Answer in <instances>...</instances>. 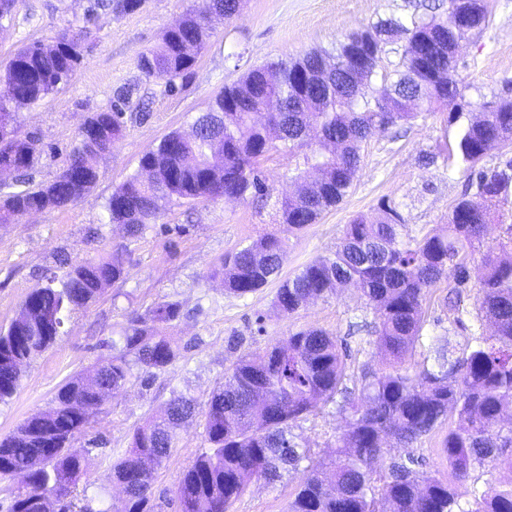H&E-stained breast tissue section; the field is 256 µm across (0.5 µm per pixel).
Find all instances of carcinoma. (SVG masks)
Segmentation results:
<instances>
[{
  "label": "carcinoma",
  "instance_id": "1",
  "mask_svg": "<svg viewBox=\"0 0 512 512\" xmlns=\"http://www.w3.org/2000/svg\"><path fill=\"white\" fill-rule=\"evenodd\" d=\"M142 0H90L86 19L121 15L139 9ZM242 0H202L184 25L163 32L155 49L138 58L147 78H167L166 91L180 88L209 37L204 20L213 14L227 20ZM470 18L469 32L454 24L458 13ZM487 0H422L411 13L379 19L340 39L332 49L317 48L288 62L248 69L224 86L208 111L194 120L195 133L166 135L140 165L154 162L151 176L137 172L113 189L105 203L110 223L122 224L135 238L174 200L217 201L228 192L266 204L271 193L258 163L278 139L288 152H302L303 165H317L319 180L275 202L278 223L301 231L337 206L353 184L365 142L425 112L448 110L457 124L450 150L468 171L469 186L448 213V222L419 240H403L405 222L396 205L383 203L378 216L353 218L331 257H316L280 281L274 306L292 315L310 301L355 285L377 322L378 346L391 359L375 372L363 373L360 387L346 383V362L336 338L318 328L292 331L265 351L241 357L204 407L182 394L133 431L127 455L112 466V482L124 486L121 512H156L151 476L143 460L162 464L170 455L175 429L201 416L207 448L183 470L175 492L179 512H229L258 477L270 482L282 472L305 466L308 477L288 502V512H512V485L469 487L470 472L495 460L512 470V224L498 206L512 198V157L484 161L496 149L512 145V95L497 93L474 101L456 76L457 42L489 23ZM79 29L60 26L51 45L34 42L20 48L0 72V84L14 93L0 94V166L25 176L37 160L34 141L16 130V114L57 89L81 56L71 53ZM397 61L387 70L382 56ZM135 87L120 89L112 111L87 119L97 125L90 146H77L67 165L85 170L79 186L61 171L36 188L26 181L0 188V224H16L30 209L65 208L85 198L98 182L97 161L125 132L123 106ZM269 99L285 111H262ZM506 225L495 247L481 250L487 225ZM287 244L264 234L220 262L227 293L244 298L278 279ZM124 254L63 262L62 272L45 270L25 297L19 316L0 330V402L16 392L24 364L53 345L72 316L98 298L103 285L121 279ZM448 280V311L463 323V293L478 289L474 319L488 321L491 336H474L462 355L434 340V356L419 371L401 364L416 348L425 325L423 301L429 289ZM176 301L133 312L120 336L118 354L98 366L102 386L117 393L132 379L145 383L164 372L179 348L160 328L180 318ZM99 393L72 378L58 389L48 409L0 438V480L20 468L26 485L12 493L9 512H43V501L64 497L58 512H96L92 499L78 492L85 449L74 447L101 413ZM336 404L350 415L349 428L329 452L332 479L324 461L298 442L292 428ZM457 415L460 425L440 441V453L452 480L420 472L418 459L372 469L383 455L384 440L410 445L429 435L437 423Z\"/></svg>",
  "mask_w": 512,
  "mask_h": 512
}]
</instances>
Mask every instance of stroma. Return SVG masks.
<instances>
[{"label": "stroma", "instance_id": "obj_1", "mask_svg": "<svg viewBox=\"0 0 512 512\" xmlns=\"http://www.w3.org/2000/svg\"><path fill=\"white\" fill-rule=\"evenodd\" d=\"M201 0H145L134 12L100 16L86 43L83 58L67 82L47 98L21 109V136L34 139L38 159L26 177L37 186L53 180L67 164L78 143L84 120L109 110L117 91L137 85L125 108L123 137L99 161V180L85 199L66 208H51L24 217L18 224H0V329L17 317L21 304L42 272L58 254L71 260L99 258L113 250L126 252L123 278L105 287L87 309L77 312L65 333L24 367L14 396L0 403V435L14 431L28 417L45 410L64 381L79 377L92 381L100 359L110 357V344L119 340L131 311H145L158 302H180L182 316L169 328L180 348L176 362L144 385L131 381L103 404V412L80 445L98 440L83 462L80 487L102 512H117L122 495L111 479L112 465L123 458L135 427L142 424L179 391L205 402L224 383V373L240 354L264 350L302 327L321 328L347 343L351 368L385 363L374 336L354 331L352 322L364 316L360 288L348 286L310 302L295 314L279 313L274 305L277 283L238 298L224 290L214 270L225 254L268 232L288 235V254L282 277L292 276L304 263L333 253L346 224L358 215L373 216L389 201L402 213L407 238H422L445 223L454 201L465 188L467 175L448 159L454 139L447 111L441 110L374 135L365 144L359 170L343 201L325 211L316 224L297 234L278 224L272 207L252 201L180 202L169 205L137 238L120 224L104 221V204L113 189L139 169L143 153L155 148L168 133L189 131L193 117L205 112L224 84L236 81L252 65L298 57L314 48H332L345 34L377 17L398 12L403 0H243L232 20L212 17L207 46L182 88L166 92L159 77L145 78L137 66L141 53L156 48L166 27L199 8ZM89 0H20L10 20L0 24V65L25 43H52L63 21L82 24ZM490 22L470 35L460 48L458 76L483 93L512 84V0H488ZM147 101L150 115L137 120L139 101ZM436 153L435 163L422 165L421 153ZM299 163L287 151H271L260 171L273 196L295 194ZM447 282L430 289L424 307L426 324L415 352L404 368L415 370L432 337L444 336L454 354H461L473 334L491 335L490 324H477L471 312L475 292L463 305L468 314L456 325L443 305ZM243 339L240 350L230 349L229 337ZM348 416L327 405L296 433L310 447L326 450L347 428ZM449 415L422 446H403L386 440L385 454L376 469L409 454L423 457L426 474L446 478L450 471L439 452L448 429L457 427ZM200 418L181 424L169 458L152 470L151 492L158 512H175V487L182 471L204 448ZM306 477L289 470L276 483L254 480L230 512H286L287 504Z\"/></svg>", "mask_w": 512, "mask_h": 512}]
</instances>
